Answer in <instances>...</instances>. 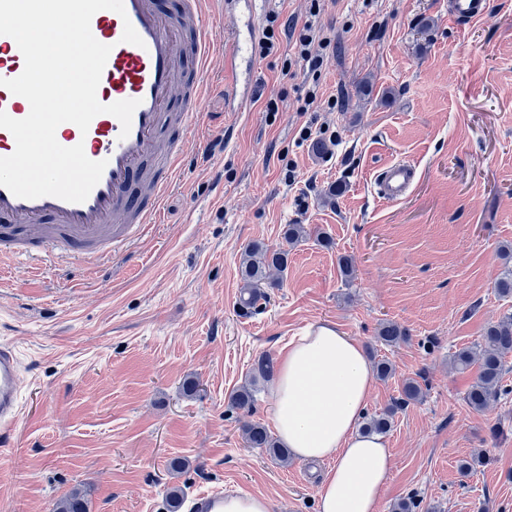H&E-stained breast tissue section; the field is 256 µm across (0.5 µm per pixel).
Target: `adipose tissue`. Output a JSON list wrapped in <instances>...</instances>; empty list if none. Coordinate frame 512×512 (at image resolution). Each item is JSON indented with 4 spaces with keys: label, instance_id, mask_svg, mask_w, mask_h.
I'll list each match as a JSON object with an SVG mask.
<instances>
[{
    "label": "adipose tissue",
    "instance_id": "ef3b65f1",
    "mask_svg": "<svg viewBox=\"0 0 512 512\" xmlns=\"http://www.w3.org/2000/svg\"><path fill=\"white\" fill-rule=\"evenodd\" d=\"M360 344L336 324L309 326L279 354L272 416L280 444L302 460H324L319 512H379L392 454L359 422L372 393Z\"/></svg>",
    "mask_w": 512,
    "mask_h": 512
}]
</instances>
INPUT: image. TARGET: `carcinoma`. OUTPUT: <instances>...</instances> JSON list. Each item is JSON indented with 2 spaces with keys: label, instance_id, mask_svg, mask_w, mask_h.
Listing matches in <instances>:
<instances>
[{
  "label": "carcinoma",
  "instance_id": "cac0c4a2",
  "mask_svg": "<svg viewBox=\"0 0 512 512\" xmlns=\"http://www.w3.org/2000/svg\"><path fill=\"white\" fill-rule=\"evenodd\" d=\"M288 268V250L269 251L261 243L249 245L243 252L239 265L240 295L238 309L250 313L260 300L265 298L262 285L270 279V271L280 273ZM512 354V313L503 316L497 324L489 327L482 342L473 348H463L454 358L456 367L462 371L476 366V377L466 393L467 403L475 410L482 411L501 395L512 392L504 385L508 373L506 358ZM423 392L415 380H406L401 387V397L393 406L381 414L365 417L362 433L385 434L393 425L396 411L403 405L422 399ZM254 390L243 386L230 395V406L236 409H251ZM246 443L251 448H263L272 457L286 463L288 449L282 448L268 430L260 423H250L244 428ZM55 512H89L88 501L81 490L75 488L62 496Z\"/></svg>",
  "mask_w": 512,
  "mask_h": 512
}]
</instances>
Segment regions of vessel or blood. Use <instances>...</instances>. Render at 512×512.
<instances>
[{"mask_svg":"<svg viewBox=\"0 0 512 512\" xmlns=\"http://www.w3.org/2000/svg\"><path fill=\"white\" fill-rule=\"evenodd\" d=\"M213 0H181L177 12H166L161 0H124V14L98 11L91 31L111 48L97 97L101 103L135 99L129 134L119 120L97 115L87 131L61 124L57 141L65 147L83 144L94 161H106L103 175L89 197L71 203L46 196L24 199L0 187V262L17 256L38 261L67 258L79 263L99 252L116 253L129 246L142 225L158 223L161 205L182 168L186 139L199 124L195 105L207 88V62L212 44L206 27ZM490 0H450L449 15L460 24L484 19ZM132 24L142 45L122 42L125 24ZM191 70H183L186 57ZM224 98L229 111L241 109L251 84L240 81L238 70L255 75L257 62L249 41L234 39L226 50ZM24 58L9 36L0 35V110L15 119L30 112L28 101L12 94L1 82L21 74ZM417 178L416 167L396 162L377 179L386 200L405 196ZM24 368L16 351L0 343V469L12 466L4 450L12 446L24 419L20 392Z\"/></svg>","mask_w":512,"mask_h":512,"instance_id":"b4317fda","label":"vessel or blood"}]
</instances>
